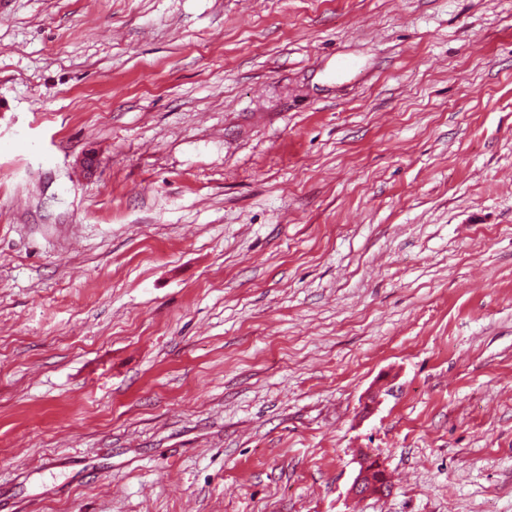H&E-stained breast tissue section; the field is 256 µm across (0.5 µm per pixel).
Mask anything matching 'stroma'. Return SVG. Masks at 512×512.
Segmentation results:
<instances>
[{"label":"stroma","instance_id":"stroma-1","mask_svg":"<svg viewBox=\"0 0 512 512\" xmlns=\"http://www.w3.org/2000/svg\"><path fill=\"white\" fill-rule=\"evenodd\" d=\"M0 512H512V0H0ZM370 453L367 449L360 450L358 457H357V463L359 465L357 475L354 478V482L352 485V491L356 493L359 491L363 486V489L359 492V494H362L366 489H371L373 494H384L390 492V484L388 477L385 473L384 469H376L372 473V479H373V485L372 487L369 486V484H365L366 482V471L365 467L363 466V458L364 455ZM365 484V485H364Z\"/></svg>","mask_w":512,"mask_h":512}]
</instances>
